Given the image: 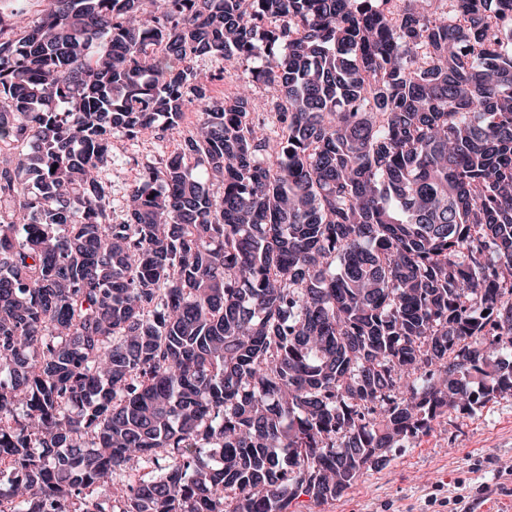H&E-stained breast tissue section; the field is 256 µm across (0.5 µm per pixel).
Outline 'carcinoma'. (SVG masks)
<instances>
[{"mask_svg":"<svg viewBox=\"0 0 512 512\" xmlns=\"http://www.w3.org/2000/svg\"><path fill=\"white\" fill-rule=\"evenodd\" d=\"M41 2L0 0V512H288L512 395V0ZM194 104L112 223V135Z\"/></svg>","mask_w":512,"mask_h":512,"instance_id":"obj_1","label":"carcinoma"}]
</instances>
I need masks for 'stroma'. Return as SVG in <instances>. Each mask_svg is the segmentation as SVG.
Returning <instances> with one entry per match:
<instances>
[{
	"label": "stroma",
	"instance_id": "1",
	"mask_svg": "<svg viewBox=\"0 0 512 512\" xmlns=\"http://www.w3.org/2000/svg\"><path fill=\"white\" fill-rule=\"evenodd\" d=\"M151 137H112V162L102 178L115 221L143 164L169 150ZM390 463L364 473L323 504L302 498L298 512H453L456 495L478 498V512H512V396L470 415L449 414L426 436L393 449Z\"/></svg>",
	"mask_w": 512,
	"mask_h": 512
}]
</instances>
